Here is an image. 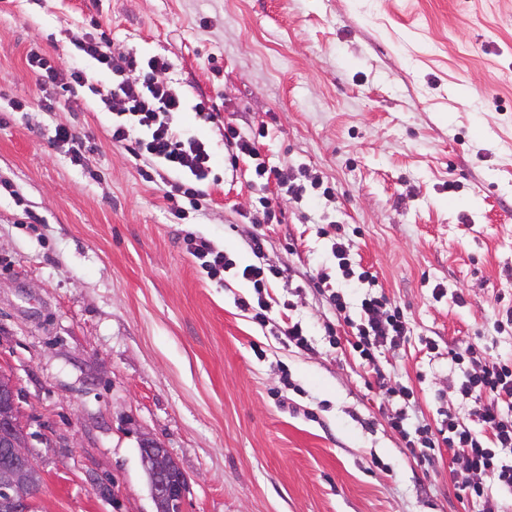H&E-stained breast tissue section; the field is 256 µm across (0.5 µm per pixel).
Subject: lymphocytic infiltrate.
I'll return each mask as SVG.
<instances>
[{
	"label": "lymphocytic infiltrate",
	"mask_w": 512,
	"mask_h": 512,
	"mask_svg": "<svg viewBox=\"0 0 512 512\" xmlns=\"http://www.w3.org/2000/svg\"><path fill=\"white\" fill-rule=\"evenodd\" d=\"M74 46L94 61L98 73L108 76L107 85H99L81 67L52 66L36 50L28 53L27 64L40 84L84 87L98 96L105 108H118L121 118L112 126L113 143L143 160L144 178H151L153 170L159 168L171 173L164 198L176 219H187L190 212L200 210L208 197L205 185L214 157L206 142L181 134V114L190 109L198 120L212 123L217 118L212 107L203 100L191 106L186 104L183 96L162 78L168 68L165 59L143 60L129 51L111 50L106 43L94 39L77 40ZM265 136V129L260 128L246 138L232 122L224 124L227 161L235 166L241 158L251 159L250 183L262 190L259 203L267 210L266 220L271 221L275 215L269 212L270 202L264 195L270 185L287 190L296 201L302 200L304 189L261 162L259 145ZM186 249L211 280L223 281L225 272L233 269L250 282V295L237 298L236 304L251 312L259 326L268 325L271 310L268 285L276 277V269L258 264L237 267L224 250L203 237L187 239ZM328 301L337 320L336 325L326 328L330 344L348 345L361 365L371 371L380 369V348L397 347L407 338L409 327L404 313L385 294H364L355 317L349 312L345 293L331 292ZM450 355L455 364L465 368L458 391L470 400L475 425H468L450 413L436 425L413 419L414 392L405 385L394 390L398 401L391 408L388 422L412 456L428 460L436 448L447 446L449 458L464 462L473 475L472 480L462 482V491L480 503V512H500L496 490L512 492V359L494 356L488 349L474 344L451 349Z\"/></svg>",
	"instance_id": "1"
}]
</instances>
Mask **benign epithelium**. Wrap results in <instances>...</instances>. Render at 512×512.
Here are the masks:
<instances>
[{
  "instance_id": "benign-epithelium-1",
  "label": "benign epithelium",
  "mask_w": 512,
  "mask_h": 512,
  "mask_svg": "<svg viewBox=\"0 0 512 512\" xmlns=\"http://www.w3.org/2000/svg\"><path fill=\"white\" fill-rule=\"evenodd\" d=\"M32 437L18 407L15 382L7 375L0 379V512H30L44 483L42 464L30 451ZM139 451L158 512H182L189 484L168 448L143 436Z\"/></svg>"
}]
</instances>
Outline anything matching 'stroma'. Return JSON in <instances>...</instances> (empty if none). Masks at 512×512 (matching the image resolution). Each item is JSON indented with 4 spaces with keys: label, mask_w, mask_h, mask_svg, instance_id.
<instances>
[{
    "label": "stroma",
    "mask_w": 512,
    "mask_h": 512,
    "mask_svg": "<svg viewBox=\"0 0 512 512\" xmlns=\"http://www.w3.org/2000/svg\"><path fill=\"white\" fill-rule=\"evenodd\" d=\"M87 35L166 58L187 104L216 107V123L182 116L215 156L190 220L111 143L95 96L29 69L33 47L78 62ZM227 120L267 128L266 165L319 175L331 195L269 188L266 222L247 164L224 163ZM59 125L87 165L54 142ZM340 231L374 283L350 289ZM189 235L277 270L267 327L236 305L249 284L211 281ZM372 285L410 328L380 354L390 385H410L427 422L468 419L449 348L512 358V328L494 325L512 309V0H0V368L46 471L38 512H154L144 433L186 475L184 512H478L447 456L405 451L386 390L328 342L329 292L354 308ZM288 319L310 350L282 344Z\"/></svg>",
    "instance_id": "stroma-1"
}]
</instances>
